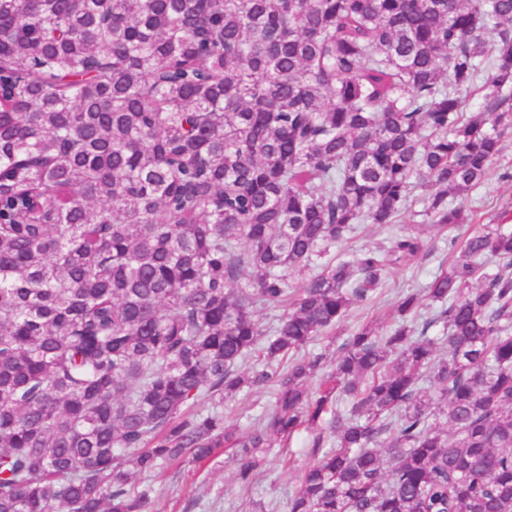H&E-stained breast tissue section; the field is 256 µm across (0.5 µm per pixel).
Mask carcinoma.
Wrapping results in <instances>:
<instances>
[{
	"instance_id": "cac0c4a2",
	"label": "carcinoma",
	"mask_w": 512,
	"mask_h": 512,
	"mask_svg": "<svg viewBox=\"0 0 512 512\" xmlns=\"http://www.w3.org/2000/svg\"><path fill=\"white\" fill-rule=\"evenodd\" d=\"M508 130L512 0H0V512H154L134 476L223 447L249 485L341 395L288 512H512L511 228L448 238L431 316L402 296L313 395L300 355L469 221ZM418 189L432 223L329 257ZM274 401V394L270 389L251 393L242 392L224 400V405L219 410L224 414L225 426L244 433L271 410Z\"/></svg>"
}]
</instances>
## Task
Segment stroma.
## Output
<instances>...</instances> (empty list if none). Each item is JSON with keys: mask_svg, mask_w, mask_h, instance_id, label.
Wrapping results in <instances>:
<instances>
[{"mask_svg": "<svg viewBox=\"0 0 512 512\" xmlns=\"http://www.w3.org/2000/svg\"><path fill=\"white\" fill-rule=\"evenodd\" d=\"M502 145L494 174L481 187L457 197V204L465 207L471 221L456 227L455 236L465 237L481 224L512 226V181L502 176L504 170L512 168V136L505 137ZM451 259L447 241L438 240L431 255L412 267L391 273L371 302L353 306L345 324L320 336L307 347V354H320L325 362H334L349 329L361 324H372L378 335L388 334L397 321L396 303L400 296L424 292ZM274 401L269 389L239 393L225 400L224 423L246 432L271 410ZM319 434L323 435L325 446L334 444L324 418L300 429L288 440L277 442L267 453L260 474L247 487L236 477L237 458L230 449L220 450L199 464L186 460L168 463L152 479L160 492L156 508L158 512H288V500L299 487L300 472L311 460L312 440Z\"/></svg>", "mask_w": 512, "mask_h": 512, "instance_id": "stroma-1", "label": "stroma"}]
</instances>
